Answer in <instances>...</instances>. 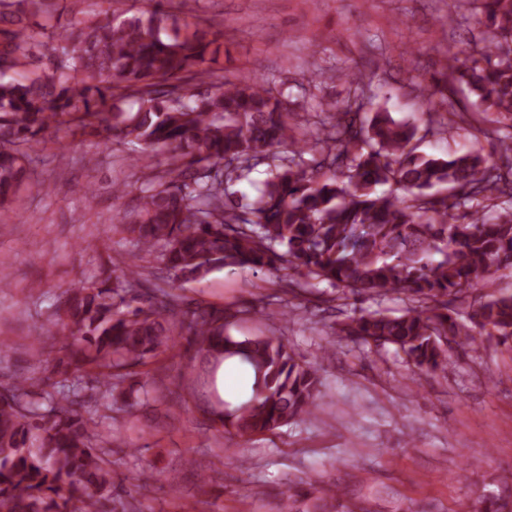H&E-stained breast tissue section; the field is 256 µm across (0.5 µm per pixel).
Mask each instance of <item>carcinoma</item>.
I'll return each mask as SVG.
<instances>
[{
	"label": "carcinoma",
	"instance_id": "1",
	"mask_svg": "<svg viewBox=\"0 0 512 512\" xmlns=\"http://www.w3.org/2000/svg\"><path fill=\"white\" fill-rule=\"evenodd\" d=\"M57 2L0 0V209L36 186L31 152L70 129L103 130L164 156L165 167L149 172L139 208L119 220L132 262L64 292L51 321L59 347L46 356L59 380L0 382V512H139L112 496V447L122 439L98 425L112 421L106 395L178 337L198 355L253 370L249 401L208 410L228 435L273 433L314 414L316 367L275 337L232 336L230 310L192 309L177 293L215 269H286L288 291L326 283L338 300L405 295L398 315L362 310L332 330L392 346L420 372L448 373V352L477 337L512 344V293L473 298L512 270V0H470L485 27L478 45L448 56L424 87L448 122L367 112L358 71L348 99L327 103L330 126L300 138L288 100L259 72L212 80L222 43L179 22L164 0L106 20L65 19ZM30 60L34 76L5 79ZM191 71L209 82L205 91L179 83ZM468 114L496 124L478 128L496 134L494 156L419 152ZM260 165L259 200L240 213L229 186ZM144 255L156 256L166 286L138 288ZM474 512H512V498L482 497Z\"/></svg>",
	"mask_w": 512,
	"mask_h": 512
}]
</instances>
